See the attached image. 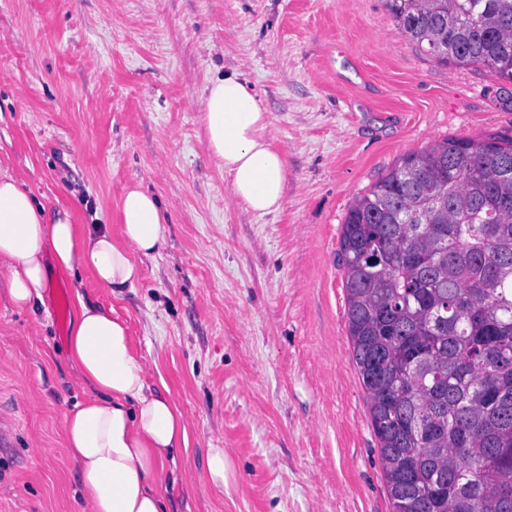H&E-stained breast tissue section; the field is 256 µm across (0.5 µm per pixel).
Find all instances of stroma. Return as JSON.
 <instances>
[{
  "label": "stroma",
  "instance_id": "1",
  "mask_svg": "<svg viewBox=\"0 0 512 512\" xmlns=\"http://www.w3.org/2000/svg\"><path fill=\"white\" fill-rule=\"evenodd\" d=\"M235 69L287 160L264 217L206 147L202 89ZM450 137L512 138V81L419 51L384 0H0V168L85 224L119 229L137 183L168 216L123 298L85 269L32 310L0 288V512H82L61 419L86 395L65 352L77 292L126 320L187 418L171 512H392L340 238L357 195Z\"/></svg>",
  "mask_w": 512,
  "mask_h": 512
}]
</instances>
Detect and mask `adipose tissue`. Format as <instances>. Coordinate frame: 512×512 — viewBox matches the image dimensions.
Listing matches in <instances>:
<instances>
[{"mask_svg": "<svg viewBox=\"0 0 512 512\" xmlns=\"http://www.w3.org/2000/svg\"><path fill=\"white\" fill-rule=\"evenodd\" d=\"M207 148L247 211L280 210L287 162L271 118L243 73L212 78L201 95ZM121 231L80 223L74 209L47 207L25 182L0 170V285L20 308L42 302L53 275L88 267L98 287L122 298L140 278L141 259L165 242L167 216L142 185L120 200ZM68 360L87 389L62 414L83 512H165L176 454L188 442L187 420L168 389L150 378L146 357L114 309L77 296L66 339Z\"/></svg>", "mask_w": 512, "mask_h": 512, "instance_id": "adipose-tissue-1", "label": "adipose tissue"}]
</instances>
